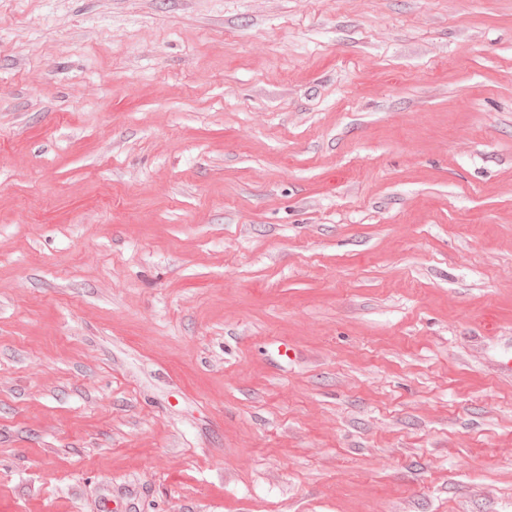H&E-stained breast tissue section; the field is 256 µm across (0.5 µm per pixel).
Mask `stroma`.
<instances>
[{
  "label": "stroma",
  "mask_w": 512,
  "mask_h": 512,
  "mask_svg": "<svg viewBox=\"0 0 512 512\" xmlns=\"http://www.w3.org/2000/svg\"><path fill=\"white\" fill-rule=\"evenodd\" d=\"M512 512V0H0V512Z\"/></svg>",
  "instance_id": "1"
}]
</instances>
